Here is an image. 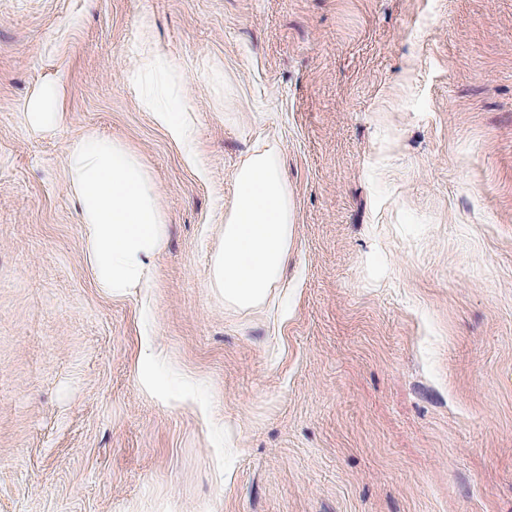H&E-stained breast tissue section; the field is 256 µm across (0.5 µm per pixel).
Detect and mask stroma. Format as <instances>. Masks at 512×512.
<instances>
[{
  "label": "stroma",
  "instance_id": "stroma-1",
  "mask_svg": "<svg viewBox=\"0 0 512 512\" xmlns=\"http://www.w3.org/2000/svg\"><path fill=\"white\" fill-rule=\"evenodd\" d=\"M145 34L203 168L129 86ZM89 129L168 217L124 296L65 165ZM268 142L295 242L240 310L212 255ZM0 512H512V0H0ZM64 98L56 82L41 85L25 110V119L33 127L51 129L64 118Z\"/></svg>",
  "mask_w": 512,
  "mask_h": 512
}]
</instances>
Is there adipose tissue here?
Masks as SVG:
<instances>
[{
  "instance_id": "obj_1",
  "label": "adipose tissue",
  "mask_w": 512,
  "mask_h": 512,
  "mask_svg": "<svg viewBox=\"0 0 512 512\" xmlns=\"http://www.w3.org/2000/svg\"><path fill=\"white\" fill-rule=\"evenodd\" d=\"M138 66L156 83L137 89V97L147 98L155 121L192 152L193 125L179 105L180 83L151 41L142 42ZM63 118L59 84L41 85L25 110L26 121L51 129ZM66 167L98 286L115 296L148 287L153 262L165 246L167 221L144 163L125 144L89 132L68 153ZM235 186L222 243L212 257L210 285L223 293L226 305L250 309L280 287L294 244V204L277 148L268 144L249 155L235 174Z\"/></svg>"
}]
</instances>
